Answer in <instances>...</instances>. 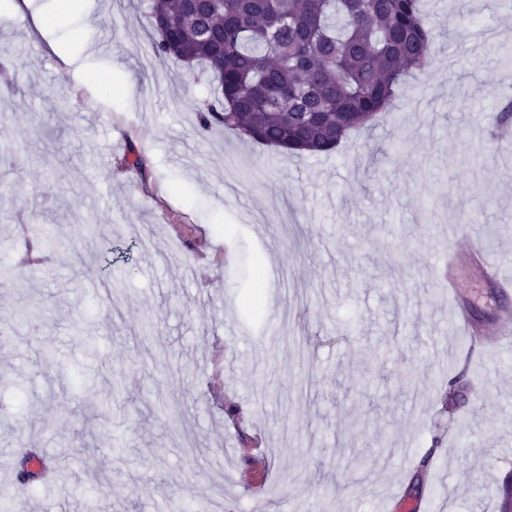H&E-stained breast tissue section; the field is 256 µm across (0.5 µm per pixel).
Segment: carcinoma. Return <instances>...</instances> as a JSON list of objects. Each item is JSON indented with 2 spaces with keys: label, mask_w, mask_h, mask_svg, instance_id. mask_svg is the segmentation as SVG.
<instances>
[{
  "label": "carcinoma",
  "mask_w": 512,
  "mask_h": 512,
  "mask_svg": "<svg viewBox=\"0 0 512 512\" xmlns=\"http://www.w3.org/2000/svg\"><path fill=\"white\" fill-rule=\"evenodd\" d=\"M156 56L214 75L200 110L291 155L336 149L433 59L420 0H151Z\"/></svg>",
  "instance_id": "obj_1"
}]
</instances>
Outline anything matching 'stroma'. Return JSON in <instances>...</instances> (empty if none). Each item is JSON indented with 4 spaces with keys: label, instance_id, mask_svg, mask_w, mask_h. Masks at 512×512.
Segmentation results:
<instances>
[{
    "label": "stroma",
    "instance_id": "obj_1",
    "mask_svg": "<svg viewBox=\"0 0 512 512\" xmlns=\"http://www.w3.org/2000/svg\"><path fill=\"white\" fill-rule=\"evenodd\" d=\"M423 3L431 69L303 157L198 135L214 89L154 54L149 0L0 16V267L22 269L0 283V465L54 460L1 491L29 512H500L512 356L488 344L512 295L451 229L475 210L512 261V156L488 135L512 9ZM29 219L58 246L24 267Z\"/></svg>",
    "mask_w": 512,
    "mask_h": 512
}]
</instances>
